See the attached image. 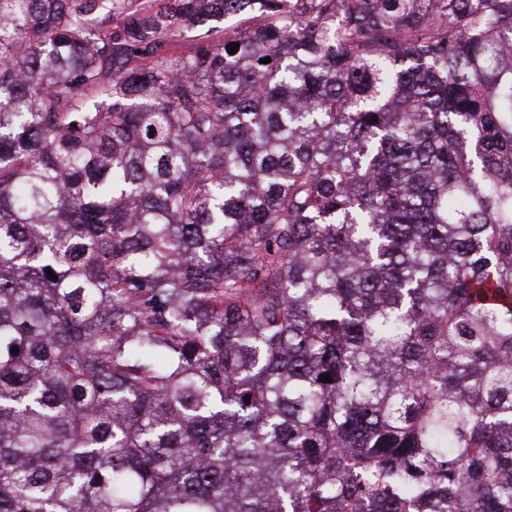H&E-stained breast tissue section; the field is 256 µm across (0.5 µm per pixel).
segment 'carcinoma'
<instances>
[{"label":"carcinoma","mask_w":512,"mask_h":512,"mask_svg":"<svg viewBox=\"0 0 512 512\" xmlns=\"http://www.w3.org/2000/svg\"><path fill=\"white\" fill-rule=\"evenodd\" d=\"M0 512H512V0H0Z\"/></svg>","instance_id":"1"}]
</instances>
